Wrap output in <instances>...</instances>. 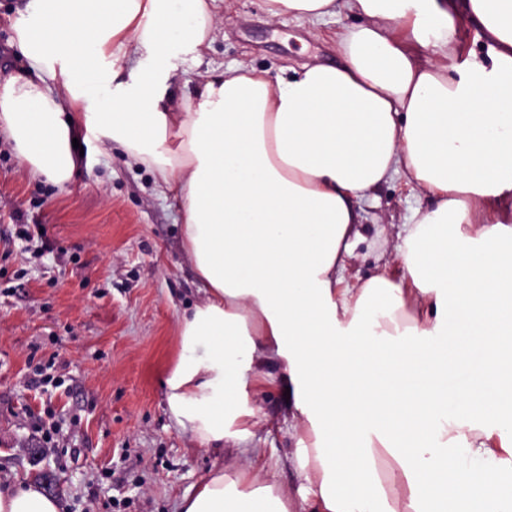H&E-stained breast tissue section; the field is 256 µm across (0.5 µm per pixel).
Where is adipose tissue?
I'll use <instances>...</instances> for the list:
<instances>
[{
  "label": "adipose tissue",
  "instance_id": "ef3b65f1",
  "mask_svg": "<svg viewBox=\"0 0 512 512\" xmlns=\"http://www.w3.org/2000/svg\"><path fill=\"white\" fill-rule=\"evenodd\" d=\"M224 0H30L26 74L0 127L32 176L65 185L78 130L180 200L203 298L177 317L176 427L257 456L255 389L289 392L300 512H500L512 504V0H263L270 18L350 13L336 64L212 70L167 99L138 52L210 45ZM476 29L458 51V18ZM116 51L129 82L86 65ZM101 111H82L102 84ZM404 180L398 273L344 276L357 200ZM28 484L0 512H60ZM180 512H291L248 468L216 470Z\"/></svg>",
  "mask_w": 512,
  "mask_h": 512
}]
</instances>
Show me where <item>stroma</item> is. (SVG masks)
<instances>
[{"label": "stroma", "instance_id": "1", "mask_svg": "<svg viewBox=\"0 0 512 512\" xmlns=\"http://www.w3.org/2000/svg\"><path fill=\"white\" fill-rule=\"evenodd\" d=\"M27 3L0 0V80L27 66L14 30ZM224 4L199 57L171 50L169 95L238 63L336 62L335 32L353 23L345 15L272 21L262 0ZM83 150L60 187L32 178L0 130V486L33 484L62 512H178L185 492L230 464L174 426L162 387L179 352L177 315L201 299L199 282L184 256L179 208L161 196L154 173L96 140ZM428 204L400 180L357 202L348 277L392 272L411 208ZM46 364L53 382L30 387ZM256 401L264 421L254 469L300 499L305 481L291 463L282 400L269 388ZM53 425L73 430V441L41 454L34 429Z\"/></svg>", "mask_w": 512, "mask_h": 512}]
</instances>
